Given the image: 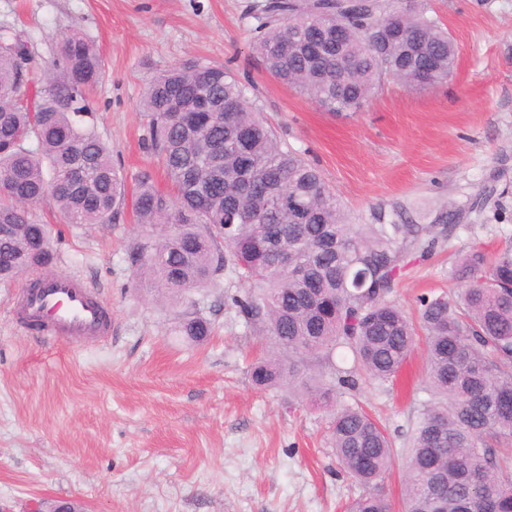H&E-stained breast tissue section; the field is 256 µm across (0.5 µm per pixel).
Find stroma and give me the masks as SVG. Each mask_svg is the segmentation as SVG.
Listing matches in <instances>:
<instances>
[{"mask_svg": "<svg viewBox=\"0 0 512 512\" xmlns=\"http://www.w3.org/2000/svg\"><path fill=\"white\" fill-rule=\"evenodd\" d=\"M248 0H0V29L30 47L34 74L77 33L100 51L92 95L96 131L126 184L150 163L138 110L148 81L191 58L251 83L283 145L305 154L357 223L376 205L409 222L459 215L430 254L407 255L390 295L408 313L421 297L455 295L453 270L473 247L512 242V0H427L456 45L442 84L412 89L387 78L355 112H329L283 85L250 45ZM57 274L81 276L112 316L102 340L46 342L11 317L26 277L0 282V504L29 512L67 498L87 512H344L361 489L333 455L326 409L288 388H256L249 367L270 339L244 327L233 305L213 311L219 288L158 302L127 262L136 223H64ZM210 317L202 344L178 336L183 312ZM426 345L417 340L398 377L339 389L403 451L429 400Z\"/></svg>", "mask_w": 512, "mask_h": 512, "instance_id": "stroma-1", "label": "stroma"}]
</instances>
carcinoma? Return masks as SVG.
I'll use <instances>...</instances> for the list:
<instances>
[{
	"label": "carcinoma",
	"instance_id": "cac0c4a2",
	"mask_svg": "<svg viewBox=\"0 0 512 512\" xmlns=\"http://www.w3.org/2000/svg\"><path fill=\"white\" fill-rule=\"evenodd\" d=\"M252 47L280 83L330 112H353L387 76L410 86L440 83L455 46L418 0H263L246 6ZM28 45L0 30V281L52 271V227L28 206L43 201L68 224H112L131 209L139 235L127 260L167 300L224 284L251 331L271 346L251 367L255 387L288 385L329 408L342 469L366 488L346 512H391L380 484L395 455L363 408L336 405V387L387 381L410 357L415 327L389 300L405 251L429 227L400 224L377 207L353 224L320 170L283 147L247 87L201 59L156 75L140 101L146 149L165 187L145 168L128 191L96 132L90 91L102 60L72 34L33 88ZM180 101L184 111H171ZM288 253L279 266L272 247ZM461 291L420 299L434 400L409 440L404 512H512V246L474 249L454 270ZM176 332L192 342L210 319L185 314ZM353 365L336 367V350Z\"/></svg>",
	"mask_w": 512,
	"mask_h": 512
}]
</instances>
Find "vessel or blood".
Wrapping results in <instances>:
<instances>
[{
	"instance_id": "b4317fda",
	"label": "vessel or blood",
	"mask_w": 512,
	"mask_h": 512,
	"mask_svg": "<svg viewBox=\"0 0 512 512\" xmlns=\"http://www.w3.org/2000/svg\"><path fill=\"white\" fill-rule=\"evenodd\" d=\"M12 314L18 323L41 326L51 339L103 336L111 326L104 307L75 275L44 279L37 288L25 289Z\"/></svg>"
}]
</instances>
